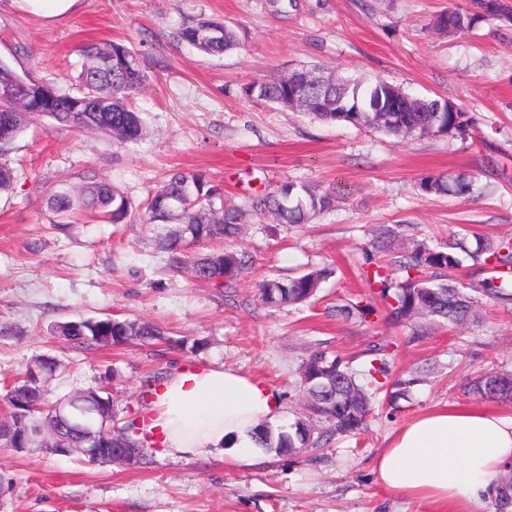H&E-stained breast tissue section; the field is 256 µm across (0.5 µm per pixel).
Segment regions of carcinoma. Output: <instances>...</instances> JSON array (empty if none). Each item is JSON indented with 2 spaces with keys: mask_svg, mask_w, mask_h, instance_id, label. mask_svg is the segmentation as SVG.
Here are the masks:
<instances>
[{
  "mask_svg": "<svg viewBox=\"0 0 512 512\" xmlns=\"http://www.w3.org/2000/svg\"><path fill=\"white\" fill-rule=\"evenodd\" d=\"M487 19L512 23V8L503 0H479V11L469 12L450 8L435 20L442 32H468ZM178 37L190 47L208 56L221 55L237 46L234 30L223 22L202 20L180 29ZM84 63L78 75L82 89L77 94L61 92L49 84L23 78L0 61V83L23 87L14 99H0V152L18 136L27 123L48 117L72 131L96 129L122 142H133L145 134L139 113L130 108L129 96L138 92L148 80L140 58L121 43L107 47L89 44L82 50ZM244 94L251 100L272 107L301 112L328 123H345L356 128L376 129L388 136L408 138L416 135L459 134L471 127L469 112L452 107L444 99L412 94L383 79L370 80L349 73L294 70L285 76L256 80L245 85ZM108 101L110 112H95L93 105ZM424 195L462 198L472 190L471 179L430 175L419 182ZM220 206H215V201ZM334 203L332 192L312 186L285 182L270 193L249 198L254 211L271 212L283 224H305L329 210ZM52 208L62 217L60 227L77 219L78 215L97 212L118 224L128 215V202L120 189L97 178L88 171L78 191L66 187L51 194ZM147 224H160L158 249L166 265L185 272L197 282L225 280L232 282L248 265L243 254L233 251L201 253L187 264L183 259L182 242L228 241L240 233L242 209L224 201V193L210 184L202 172L175 171L154 188L144 204ZM461 244H448L447 250H434L417 245L412 254L393 261L405 272L392 284L391 314L398 320L421 317L435 323L462 325L477 315L479 297L494 301H511L505 286V275L512 274V239L495 243L477 241L472 252L483 257L490 276L469 292L463 287L442 282L450 270L463 265L457 252ZM390 252L387 236L371 243V256L366 258L364 276L371 283L383 285L391 274L380 259ZM428 270L415 276L414 270ZM327 270L297 274L286 279L266 278L259 284L261 300L272 307L310 300L318 291ZM60 335L70 340L73 348L97 345L96 337H112L111 346L120 347L133 339L159 340L163 332L147 321L117 318H80L57 326ZM385 359L375 358L363 370L362 378L335 357L316 351L304 362L299 388L305 401L303 412L286 428L274 430L264 426L255 434L261 448H272L279 455H292L298 448H319L336 436L357 435L366 426L372 408L370 388L381 384L378 377H388ZM469 391L492 400H512V369H492L469 383ZM9 409L8 418L24 414L22 426L35 429L51 412L52 402L45 393L24 391L14 385L0 400ZM328 424L316 432L313 420ZM109 430L125 434L132 442L144 445L136 437L134 422L118 425L117 415L108 422ZM495 512H512V474L500 475L494 482Z\"/></svg>",
  "mask_w": 512,
  "mask_h": 512,
  "instance_id": "cac0c4a2",
  "label": "carcinoma"
}]
</instances>
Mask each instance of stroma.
Segmentation results:
<instances>
[{"mask_svg": "<svg viewBox=\"0 0 512 512\" xmlns=\"http://www.w3.org/2000/svg\"><path fill=\"white\" fill-rule=\"evenodd\" d=\"M475 0H79L62 17L0 0V62L20 76L77 92L83 44L117 42L148 68L129 104L146 133L123 143L98 130L73 132L43 118L28 126L4 159L14 168L0 195V396L37 356L61 367L51 396L89 387L112 394L118 419L147 415L144 381L176 369L227 366L273 388L277 425L303 409L299 369L324 350L356 370L384 349L392 378L420 377L408 398L377 391L368 427L329 447L292 456L262 451L254 463L229 457L173 460L149 447L150 464L81 463L32 447L0 450V512H434L433 504L384 492L374 464L395 434L444 406L487 407L512 416V401L463 394L467 379L512 366V302L481 300L459 328L395 322L358 270L361 252L382 229L396 255L417 244L475 248L477 239L512 238V25L485 22L443 34L435 17ZM227 22L237 48L204 56L181 42L182 25ZM310 65L382 78L465 108L468 135L398 139L249 100L244 84ZM118 186L131 221L94 215L58 230L54 189L77 187L86 170ZM202 171L245 209L229 246L250 262L234 287L198 283L166 267L157 227L138 215L149 191L171 172ZM469 176L465 198L427 197L428 175ZM293 181L336 194L307 224H281L246 209L249 195ZM330 267L309 302L264 306L268 277ZM364 300L370 321L340 315ZM150 321L165 341L79 351L53 331L85 316Z\"/></svg>", "mask_w": 512, "mask_h": 512, "instance_id": "stroma-1", "label": "stroma"}]
</instances>
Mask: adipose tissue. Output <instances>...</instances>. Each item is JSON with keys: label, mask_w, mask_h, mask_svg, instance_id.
<instances>
[{"label": "adipose tissue", "mask_w": 512, "mask_h": 512, "mask_svg": "<svg viewBox=\"0 0 512 512\" xmlns=\"http://www.w3.org/2000/svg\"><path fill=\"white\" fill-rule=\"evenodd\" d=\"M162 452L178 458L229 455L251 461L255 428L273 421L281 404L270 387L230 368L174 371L153 403ZM512 466V417L454 406L407 423L377 459L388 492L427 501L440 512H468L491 495L495 477Z\"/></svg>", "instance_id": "obj_1"}]
</instances>
